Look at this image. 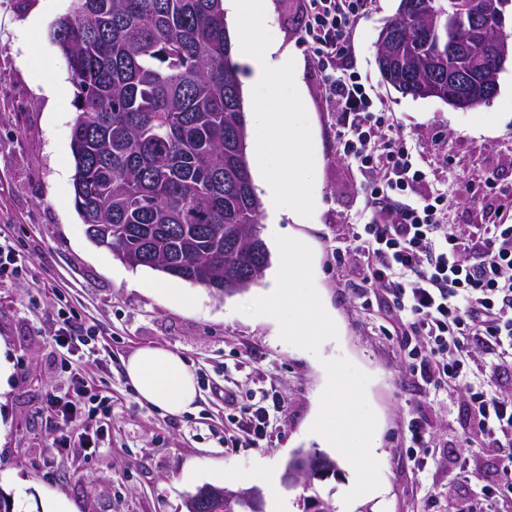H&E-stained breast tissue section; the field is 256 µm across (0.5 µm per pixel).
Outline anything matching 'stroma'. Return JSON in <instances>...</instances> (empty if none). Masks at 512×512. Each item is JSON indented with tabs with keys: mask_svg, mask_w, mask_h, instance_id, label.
<instances>
[{
	"mask_svg": "<svg viewBox=\"0 0 512 512\" xmlns=\"http://www.w3.org/2000/svg\"><path fill=\"white\" fill-rule=\"evenodd\" d=\"M69 4L0 0V235L16 242L26 268L20 278L0 283V358L11 368L0 393V490L10 495L13 512H44L59 496L74 512H186L185 497L200 486L237 490L243 475L282 478L298 450L319 445L309 423L327 382L322 362L339 357L370 377L366 395L377 417L381 493L345 503L354 474L339 464L335 476L319 484L331 492L336 512H418L428 488L438 493L437 512H460L479 487L462 480L457 456L472 452L471 467L484 477L497 474L501 463L463 442V390L433 402L406 372L388 336L393 318L362 299V259L336 262L337 248L349 245L353 226L363 221L369 186L344 156L340 129L319 94L324 73L302 41L301 0H270V11L278 39L300 62L302 125L317 155L307 223H280L282 235L312 249L315 286L336 320L337 338L315 354L282 341L274 319L238 310L266 294L278 259L257 284L233 296L173 277L177 294L170 297L151 291L157 271L129 267L89 238L74 206L76 87L52 40ZM398 5L370 0L350 63L378 106L394 113L420 160L426 179L412 197L447 191L448 229L465 244L489 223L494 207L512 216V60L494 99L475 109L402 95L377 64L379 33ZM61 295L73 311L75 338L88 341L79 357L58 342ZM145 346L184 358L198 387L193 410L173 416L138 399L124 363ZM74 367L87 394L108 403L77 419L97 428L93 448L60 447L46 405L50 396L72 390ZM228 389L241 408L263 392L283 401L263 447H227L236 431L234 412L224 406ZM417 416L430 422L438 448L422 473L403 443L408 421Z\"/></svg>",
	"mask_w": 512,
	"mask_h": 512,
	"instance_id": "35a3bbf8",
	"label": "stroma"
}]
</instances>
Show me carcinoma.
Listing matches in <instances>:
<instances>
[{"instance_id":"1","label":"carcinoma","mask_w":512,"mask_h":512,"mask_svg":"<svg viewBox=\"0 0 512 512\" xmlns=\"http://www.w3.org/2000/svg\"><path fill=\"white\" fill-rule=\"evenodd\" d=\"M473 0H400L390 67L399 92L448 96V71L476 62ZM77 89L74 205L112 256L218 293L257 283L258 225L246 119L223 0H71L55 23ZM204 512H266L264 496Z\"/></svg>"}]
</instances>
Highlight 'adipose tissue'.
Listing matches in <instances>:
<instances>
[{
  "label": "adipose tissue",
  "mask_w": 512,
  "mask_h": 512,
  "mask_svg": "<svg viewBox=\"0 0 512 512\" xmlns=\"http://www.w3.org/2000/svg\"><path fill=\"white\" fill-rule=\"evenodd\" d=\"M234 22L232 38L251 70V87L262 88L267 111L252 112L251 154L271 208L270 235H277L281 218L306 223L313 206L308 184L317 158L298 115L303 104L297 84L282 86L280 76L293 73L296 60L270 34L269 0H224ZM125 374L140 400L176 415L195 402L198 388L193 372L175 351L143 347L124 364Z\"/></svg>",
  "instance_id": "adipose-tissue-1"
}]
</instances>
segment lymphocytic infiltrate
<instances>
[{
    "instance_id": "obj_1",
    "label": "lymphocytic infiltrate",
    "mask_w": 512,
    "mask_h": 512,
    "mask_svg": "<svg viewBox=\"0 0 512 512\" xmlns=\"http://www.w3.org/2000/svg\"><path fill=\"white\" fill-rule=\"evenodd\" d=\"M367 0H304L302 39L328 76L321 95L343 128V153L364 171L369 185L367 221L353 236L352 252L363 258L369 296L382 295L401 329L397 342L414 376L440 393L463 387L466 429L480 447L499 457L501 470L482 485L481 501H512V392L498 385L497 372L512 358V224L486 225L461 246L445 223L447 194L414 200L413 187L425 173L397 138L392 113L377 111L355 71L339 63ZM81 390L49 400L65 426L63 446L94 447L89 428L72 419L81 410ZM257 405L241 410L234 444L257 448L270 412Z\"/></svg>"
}]
</instances>
